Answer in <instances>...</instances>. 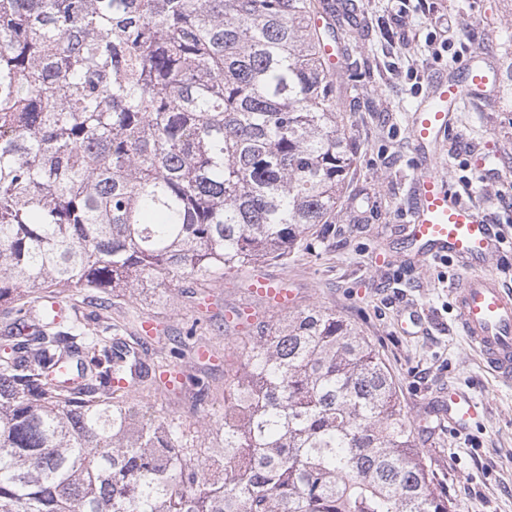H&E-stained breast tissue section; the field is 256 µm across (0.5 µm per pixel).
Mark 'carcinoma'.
<instances>
[{
  "label": "carcinoma",
  "instance_id": "cac0c4a2",
  "mask_svg": "<svg viewBox=\"0 0 512 512\" xmlns=\"http://www.w3.org/2000/svg\"><path fill=\"white\" fill-rule=\"evenodd\" d=\"M329 9L0 0V512H459L385 362L333 311L256 328L217 446L129 405L196 324L150 363L110 316L53 319L58 288L208 284L336 223L353 154Z\"/></svg>",
  "mask_w": 512,
  "mask_h": 512
}]
</instances>
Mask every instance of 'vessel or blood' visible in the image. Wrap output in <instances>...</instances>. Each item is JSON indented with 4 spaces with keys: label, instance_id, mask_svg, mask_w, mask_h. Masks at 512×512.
Instances as JSON below:
<instances>
[{
    "label": "vessel or blood",
    "instance_id": "vessel-or-blood-1",
    "mask_svg": "<svg viewBox=\"0 0 512 512\" xmlns=\"http://www.w3.org/2000/svg\"><path fill=\"white\" fill-rule=\"evenodd\" d=\"M482 57L480 49H469L457 64L461 77L437 80L428 107L415 116L412 139L421 150L422 162L414 176L407 241L422 259L461 260L466 273L451 288L454 319L487 370L508 384L512 382V289L487 271L489 260L499 249V238L482 212L462 202L436 164L437 154L432 150L450 129V112L470 100L475 91H496L499 74L480 67ZM494 165V155L475 151L469 156V167L478 182H486ZM250 283L252 292L280 306L292 301L291 292L273 278L255 275ZM439 412L449 430L462 432L478 417L479 406L470 394L452 388Z\"/></svg>",
    "mask_w": 512,
    "mask_h": 512
}]
</instances>
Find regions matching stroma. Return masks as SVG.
<instances>
[{
	"label": "stroma",
	"instance_id": "1",
	"mask_svg": "<svg viewBox=\"0 0 512 512\" xmlns=\"http://www.w3.org/2000/svg\"><path fill=\"white\" fill-rule=\"evenodd\" d=\"M511 13L512 0H355L363 44L346 52L336 75V108L352 128L355 161L336 221L314 226L309 247L288 262L258 267L287 280L295 293L290 306L272 308L253 296L243 286L242 270L206 288L191 279L162 284L149 303L125 290L101 293L113 316L137 310L152 315L155 333L144 339L150 360L200 316L194 345L210 357L193 364L191 372L209 385L213 404L191 407L196 390L189 384L168 394L188 397L180 412L192 426L205 428L224 413V389L240 366L228 350L244 336L232 313L248 309L254 320L273 324L322 307L355 326L380 353L413 424L419 427L425 408L447 388L477 400L480 416L468 431L419 428L417 436L463 512H512V385L485 369L454 321L450 290L464 275L463 264L448 258L418 262L404 231L419 163L412 116L428 103L432 80L470 48H479L486 63L499 67L501 88L453 114L443 161L454 189L495 227L500 250L488 271L512 288V28L500 24ZM477 149L498 154L502 181L475 180L466 157ZM412 309L421 324L411 323ZM165 397L139 394L131 405L137 414L153 416Z\"/></svg>",
	"mask_w": 512,
	"mask_h": 512
}]
</instances>
